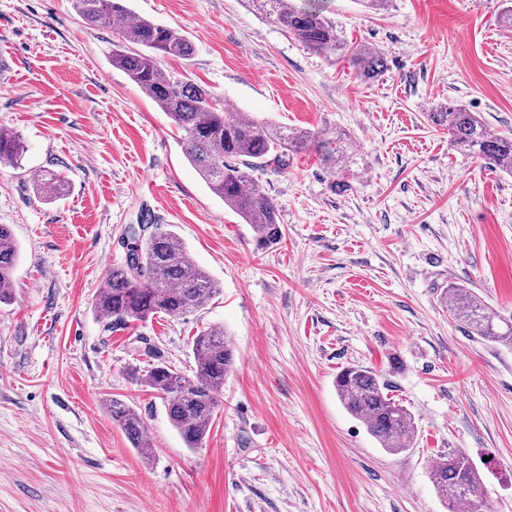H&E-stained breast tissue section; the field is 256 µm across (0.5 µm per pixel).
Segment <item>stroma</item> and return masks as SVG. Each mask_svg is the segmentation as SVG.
<instances>
[{"label":"stroma","mask_w":512,"mask_h":512,"mask_svg":"<svg viewBox=\"0 0 512 512\" xmlns=\"http://www.w3.org/2000/svg\"><path fill=\"white\" fill-rule=\"evenodd\" d=\"M339 37L387 60L373 81L305 47L243 0H125L194 46L165 69L237 111L345 133L348 190L316 149L254 171L281 241L251 225L186 160L183 133L112 65L111 29L72 0H0V126L24 147L0 165V224L20 246L0 304V512H448L429 471L464 449L493 512H512V348L473 335L444 290L472 288L512 314V174L463 154L428 112L460 104L512 137L506 0H319ZM61 174L65 193L36 182ZM173 230L220 292L192 312L109 326L93 311L129 225ZM223 326L236 349L201 447H187L136 375L193 364ZM403 364L394 371L390 357ZM378 372L410 410L414 444L392 454L350 416L335 379ZM142 415L144 458L104 407Z\"/></svg>","instance_id":"stroma-1"}]
</instances>
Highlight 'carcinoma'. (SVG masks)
<instances>
[{
  "mask_svg": "<svg viewBox=\"0 0 512 512\" xmlns=\"http://www.w3.org/2000/svg\"><path fill=\"white\" fill-rule=\"evenodd\" d=\"M124 0H73L78 15L90 26L113 28L123 44L112 53V65L165 112L184 132L187 160L198 170L210 191L224 205L251 225L256 245L268 247L282 239L277 223V205L263 193L252 171L271 164L288 165V158L311 146L321 160L344 180L356 165L357 149L342 137L323 143L309 131L272 125L245 116L217 102L212 93L187 77L164 69L165 57L187 58L192 44L177 30L137 16L127 19ZM265 18L280 25L309 48L328 54L347 52L357 77L371 81L386 70L383 55L368 45L353 49L338 37L336 26L317 8L302 0H246ZM434 126L448 129L456 147L482 157L512 173V138L490 133L475 112L451 105L427 115ZM23 153L20 139L8 129H0V163L15 165ZM246 157L251 162L239 167L232 159ZM59 175L47 173L37 183L41 195L50 199L64 190ZM127 233L130 248L125 264L109 272L107 286L96 296V314L117 324L145 322L157 314L177 315L199 309L217 294L215 281L198 266L177 237L156 224H131ZM20 248L10 230L0 225V304L12 300L14 271ZM444 296L456 320L472 334L512 348V319L501 316L472 289L450 285ZM221 327H209L192 338L194 365L191 373L161 363L136 378L159 395L172 427L189 448H197L209 433L224 391V379L233 371L235 348L226 341ZM336 393L345 410L366 427L385 450L400 453L415 439L414 416L388 397L387 383L362 366H347L336 375ZM112 423L118 426L148 457L143 445L145 424L138 411L119 398L106 401ZM430 478L436 491L448 502V512L463 506L476 512L477 502L491 512L478 468L461 448L448 451L432 466Z\"/></svg>",
  "mask_w": 512,
  "mask_h": 512,
  "instance_id": "obj_1",
  "label": "carcinoma"
}]
</instances>
